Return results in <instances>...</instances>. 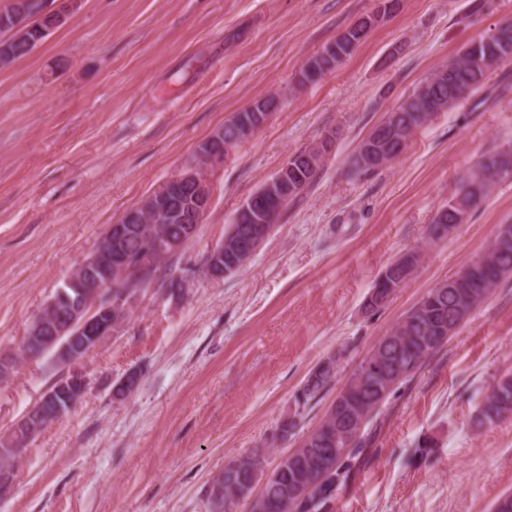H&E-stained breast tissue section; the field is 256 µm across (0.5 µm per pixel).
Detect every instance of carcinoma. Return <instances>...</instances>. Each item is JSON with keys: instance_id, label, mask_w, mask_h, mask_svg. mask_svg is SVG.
Masks as SVG:
<instances>
[{"instance_id": "1", "label": "carcinoma", "mask_w": 512, "mask_h": 512, "mask_svg": "<svg viewBox=\"0 0 512 512\" xmlns=\"http://www.w3.org/2000/svg\"><path fill=\"white\" fill-rule=\"evenodd\" d=\"M509 33L499 35L492 32L472 40L457 56L432 72L427 84L417 87L400 104L394 107L373 127L379 132V139L389 144L396 137L407 139L437 115L436 107L448 112L471 92L480 89L488 78L491 68L499 63L512 62V23L506 24ZM56 29L52 17L35 24H23L16 4L0 11V67L29 55L52 31ZM356 25L352 24L320 51L311 55L301 69V83L321 79L349 58L367 34L355 35ZM275 96L256 99L252 105L233 114L224 124V136L231 135V129L240 130L259 121L258 115L270 109H277ZM397 158L385 154L373 164L370 153L361 151L352 157L353 171L359 175L378 169ZM323 157H318L316 166L297 165L282 183L279 196L285 203L295 200L301 191L309 188L318 179ZM512 168V149L484 155L477 163L476 172L463 181L456 196L442 207L444 221L430 225L429 237L442 239L448 235V228L458 225L456 205L465 206L469 213L490 194L495 184L503 180L499 171ZM200 192L193 180H185L174 187V198L181 204H190ZM242 223L231 224L224 238L235 243L248 235L257 233L268 223L266 209L256 207L249 217L241 216ZM183 225L176 220L164 224H139L128 232L123 247L129 259L126 271L112 279L106 292L112 299H127L148 288L156 279L161 263L172 258L170 250L162 249L169 237L178 238ZM473 264L482 268L480 284L448 279L427 291L426 296H435V302L420 299L384 336L372 346L359 367L348 377L352 390L348 396L337 394L339 401L324 414L318 425L301 441L298 457L290 461L288 455L273 470L265 469V450L257 448L248 455L229 461L224 469L215 475L213 485L224 489L222 499L234 504L242 498L256 497L250 504V512H332L337 494L350 486L361 466L365 449L372 446L378 430L376 420L388 403L390 396L401 386L409 383L414 375L429 361L441 346H424L427 330L454 325L458 321L459 305L467 292H472L468 307L475 308L484 301L491 291L504 279L512 276V241L504 244L492 243ZM417 264L410 262L399 267L388 265L377 276L374 287L388 289L402 288L414 272ZM405 376L392 390L385 391L383 378L399 371ZM336 373L321 370L310 378L298 400L306 405L330 384ZM353 413L364 418V425L354 449L346 452L344 444L336 441V426L341 423V412ZM512 414V372L503 374L491 392L486 396L480 415L490 423ZM297 411L283 418L272 435V444L287 440L298 427ZM44 431L39 427L30 436H18L13 432L0 439V467L15 465L27 451V444ZM263 482L259 494H254L258 482Z\"/></svg>"}]
</instances>
